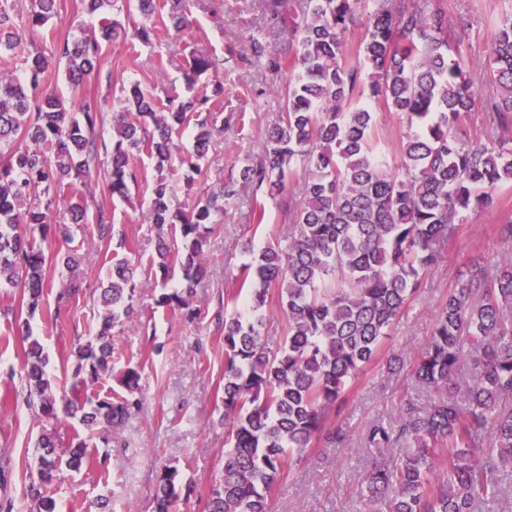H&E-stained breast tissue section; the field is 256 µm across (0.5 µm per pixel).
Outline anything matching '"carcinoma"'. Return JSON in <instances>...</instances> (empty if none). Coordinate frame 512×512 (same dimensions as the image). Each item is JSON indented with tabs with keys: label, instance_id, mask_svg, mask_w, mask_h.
Wrapping results in <instances>:
<instances>
[{
	"label": "carcinoma",
	"instance_id": "cac0c4a2",
	"mask_svg": "<svg viewBox=\"0 0 512 512\" xmlns=\"http://www.w3.org/2000/svg\"><path fill=\"white\" fill-rule=\"evenodd\" d=\"M357 3L306 0L302 24H293L299 29L294 53L272 62L295 71L280 89L284 112L267 132L262 158H246L240 169L242 184L256 192L282 191L298 167L304 184L300 197L284 202L288 244L252 254L237 277L243 310L224 318V431L231 448L206 512H271L272 491L294 456L320 436L343 444L346 433L327 425L330 414L377 356L419 277L439 264L456 224L491 206L497 188L512 183V142L499 136L512 129V12L492 29V55L479 65L462 52L467 31L449 32L442 0H388L362 22L357 55L363 64L353 65L346 34ZM195 6V0H136L141 14L160 15L171 39L189 30ZM55 7L56 0H30L26 12L14 15L1 2L0 57L17 61L24 32L44 26ZM161 30L142 26L135 36L149 43ZM125 34L120 22L103 17L92 34L64 40L58 58L28 55L20 74L0 77V286L27 291L30 317L50 287L47 259L70 271L55 296L56 310L83 290L75 275L79 257L73 249L61 252L56 238L69 244L93 224L98 241H113L112 217L95 204L93 171L106 167L110 194L126 200L137 182L135 156L147 155L160 170L176 163L199 174L217 132L210 98L193 93L200 76L219 75V60L209 54L186 61L184 95L159 101L131 86L112 113L109 139L97 132L103 115L96 101L72 99L45 84V72L62 63L69 90L77 91L100 71L104 45ZM479 66L500 94L482 100L491 132L472 142L460 125L478 100L470 74ZM379 101L409 128L395 171L374 137L371 104ZM203 111L208 115L197 118L193 151L175 157L172 135ZM235 194L236 182L222 181L180 208L167 179L151 187L149 223L166 225L179 238L174 248L158 239L153 264L163 281L173 262L182 274L181 289L161 293L158 302L178 307L190 323L199 318L189 299L206 275L208 225ZM54 213L62 215L56 225ZM136 255L125 238L116 241L98 284V330L75 350L71 395L56 397L43 346L36 338L29 342L22 367L27 403L42 416L77 419L95 431L122 424L139 406L134 367L121 378L126 396L82 393L87 381L109 370L112 330L135 312ZM273 286L286 318V340L276 352L262 336ZM464 370L468 379L460 385ZM413 377L437 398L423 408L409 400L395 427L370 429L367 442L378 451L393 441L413 447L374 466L365 486L369 512H477L495 502L502 477L512 475V263L466 264L435 316ZM36 447L38 484L30 495L38 512H56L46 487L62 468L81 469L87 444L64 450L54 433L43 432ZM181 494L179 471L164 468L155 512H173Z\"/></svg>",
	"mask_w": 512,
	"mask_h": 512
}]
</instances>
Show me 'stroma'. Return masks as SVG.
<instances>
[{"label":"stroma","instance_id":"obj_1","mask_svg":"<svg viewBox=\"0 0 512 512\" xmlns=\"http://www.w3.org/2000/svg\"><path fill=\"white\" fill-rule=\"evenodd\" d=\"M443 3L450 26L468 32L469 57L485 62L491 53V25L512 11V0ZM192 19L191 29L177 39L161 37L144 44L130 37L106 45L99 74L79 91L80 96L95 99L108 119L131 85L164 96L171 87L182 85L180 65L193 52L204 50L221 57L234 50V60L224 66L222 100L225 112L244 113L245 119L216 133L202 172L193 182H186L183 170L175 171L174 203L182 207L217 182L237 177L244 156H261L266 133L284 109L278 89L294 76L293 71L271 66L295 38L292 26L276 18L266 0H201ZM94 23V17L84 14L81 0H57L55 15L36 31L25 32L19 50L55 56L58 44L92 30ZM255 40L265 47L263 57L252 53ZM135 168L138 183L126 201L111 196L104 174L92 177L97 199L110 211L116 231L137 247L142 270L133 319L112 331V371L89 383L87 391L112 398L124 395L119 379L126 367L134 366L141 372L142 404L104 441L78 420L55 422L60 442H86L92 460L90 466L64 473L61 481L48 486L59 512H94L93 503L102 496L109 498L112 512H154L157 475L166 466L177 468L182 477L180 512H203L224 460V302L235 295V276L250 251L288 236L289 221L279 200L263 197L265 218L255 223L251 191L238 186L208 233L207 275L191 299L199 318L186 322L178 309L159 305L160 289L148 272L156 255L157 230L146 214L159 172L144 156L136 158ZM510 216L512 184L497 190L490 208L467 213L445 245L439 266L421 275L410 305L336 415V425L347 432L344 446L336 448L319 439L302 457L293 459L272 493L273 512H366L363 481L376 460L366 433L373 424L395 423L407 399L422 404L429 400V393L415 385L411 371L431 338L435 314L471 260L500 266L512 261V242L495 231ZM72 246L78 251L81 279L95 285L110 264L111 247L80 237ZM25 305L22 289L0 288V501L11 500L13 512L37 510L26 489L37 477L35 442L46 424L26 403L20 366L27 342L14 320L1 316L4 310L17 312ZM30 328L49 357L57 394L69 393L74 348L92 339L98 328L97 302L86 294L59 313L53 295H45Z\"/></svg>","mask_w":512,"mask_h":512}]
</instances>
